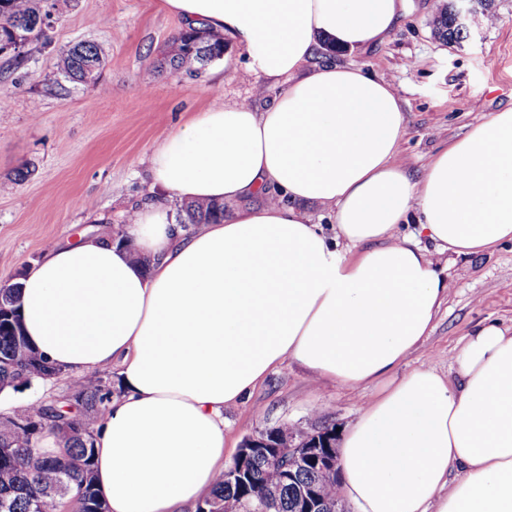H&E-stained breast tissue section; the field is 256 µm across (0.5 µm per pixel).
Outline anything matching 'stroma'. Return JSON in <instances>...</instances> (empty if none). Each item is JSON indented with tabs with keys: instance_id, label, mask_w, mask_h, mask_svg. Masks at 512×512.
Wrapping results in <instances>:
<instances>
[{
	"instance_id": "stroma-1",
	"label": "stroma",
	"mask_w": 512,
	"mask_h": 512,
	"mask_svg": "<svg viewBox=\"0 0 512 512\" xmlns=\"http://www.w3.org/2000/svg\"><path fill=\"white\" fill-rule=\"evenodd\" d=\"M441 0H409L408 13L380 45L344 55L396 88L407 123L400 158L421 169L439 149L493 113L512 108V0H495V21L470 16L464 41L436 39L429 21ZM183 21L160 0H73L51 32L15 65L0 58V283L22 274L54 244L120 232L150 198L149 156L184 119L213 103L263 107L280 91L232 49L201 76L172 75L160 60ZM98 45L105 64L95 85L65 81L59 56L76 42ZM512 327V242L448 266V295L429 336L393 372L434 370L449 381L451 361L481 327ZM332 383L313 387L287 361L251 396L225 410V462L246 437L273 427L345 428L376 398Z\"/></svg>"
}]
</instances>
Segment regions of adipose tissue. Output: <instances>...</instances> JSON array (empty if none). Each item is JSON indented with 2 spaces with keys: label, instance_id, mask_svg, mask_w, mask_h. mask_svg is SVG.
I'll return each instance as SVG.
<instances>
[{
  "label": "adipose tissue",
  "instance_id": "ef3b65f1",
  "mask_svg": "<svg viewBox=\"0 0 512 512\" xmlns=\"http://www.w3.org/2000/svg\"><path fill=\"white\" fill-rule=\"evenodd\" d=\"M161 6L285 88L260 110L216 103L187 118L152 150L155 195L119 235L53 245L19 280L36 350L74 376L117 370L94 440L110 512H189L225 469V409L287 360L351 391L385 383L338 439V491L359 512H512V330L469 336L456 384L430 369L387 379L448 294L437 253L512 242V109L415 176L393 84L325 50L383 43L405 0ZM263 193L272 202L243 206ZM173 197L232 209L190 232Z\"/></svg>",
  "mask_w": 512,
  "mask_h": 512
}]
</instances>
